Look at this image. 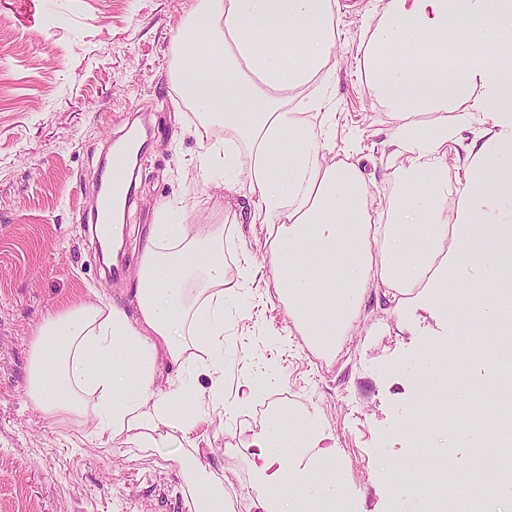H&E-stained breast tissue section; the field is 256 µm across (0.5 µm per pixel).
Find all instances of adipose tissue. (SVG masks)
<instances>
[{"label":"adipose tissue","mask_w":512,"mask_h":512,"mask_svg":"<svg viewBox=\"0 0 512 512\" xmlns=\"http://www.w3.org/2000/svg\"><path fill=\"white\" fill-rule=\"evenodd\" d=\"M337 6L200 0L175 41L173 73L204 125L224 129L223 144L202 147L198 170L223 171L251 223L276 225L278 293L316 347L335 350L369 291L409 311L464 275L490 299L473 312L456 298L449 325L477 318L512 331V0H388L365 44L367 87L392 109L410 164L395 170L386 209L371 203L360 166L320 158L336 129L327 88ZM460 100L469 111L447 115ZM313 111L320 123L303 120ZM477 115L492 129L467 146L465 181L449 193L448 144ZM224 231L159 219L141 250L135 316L74 304L45 318L30 348L26 397L43 421L91 415L102 446L181 448L188 512H232L190 438L205 402L224 404ZM194 357L209 391L186 375ZM290 417L280 410L252 436V512H319L325 502L339 512L334 447L311 428L287 438Z\"/></svg>","instance_id":"obj_1"}]
</instances>
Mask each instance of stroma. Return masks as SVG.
Masks as SVG:
<instances>
[{
	"instance_id": "1",
	"label": "stroma",
	"mask_w": 512,
	"mask_h": 512,
	"mask_svg": "<svg viewBox=\"0 0 512 512\" xmlns=\"http://www.w3.org/2000/svg\"><path fill=\"white\" fill-rule=\"evenodd\" d=\"M388 0H339V59L333 77L336 139L331 159L364 169L373 200L388 203L392 171L389 108L366 84L364 44ZM199 0H0V512H187L177 448L101 446L94 421L50 427L29 404V349L45 317L78 301L134 305L143 237L161 207L184 224H223L226 280L246 256L263 268L250 288L224 296V396L265 379L272 409L251 404L229 417L205 405L192 431L203 462L223 474L247 512L251 434L274 411L293 410L336 441L345 512H416L400 464L422 462L424 444L467 448L429 430L420 409L483 403L496 370L473 355V324L449 329L444 303L399 317L368 294L335 352L310 345L276 293L266 246L275 229L250 223L223 177L201 174L198 108L171 79L173 40ZM150 125L124 220L121 278L106 277L100 244L78 222L90 211L104 147L133 110ZM205 207L183 209L186 198Z\"/></svg>"
}]
</instances>
